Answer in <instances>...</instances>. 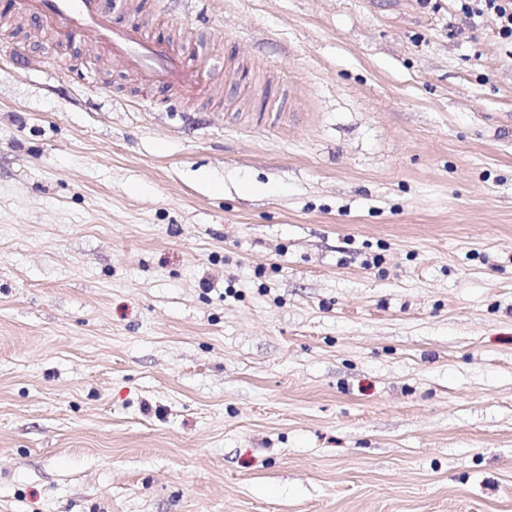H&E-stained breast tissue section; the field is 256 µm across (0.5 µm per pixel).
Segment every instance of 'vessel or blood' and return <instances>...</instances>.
<instances>
[{
  "label": "vessel or blood",
  "mask_w": 512,
  "mask_h": 512,
  "mask_svg": "<svg viewBox=\"0 0 512 512\" xmlns=\"http://www.w3.org/2000/svg\"><path fill=\"white\" fill-rule=\"evenodd\" d=\"M151 6L152 0H23L42 29L97 46L139 85L186 101L209 99L213 82L207 73L189 67L168 36L146 33L141 17Z\"/></svg>",
  "instance_id": "1"
}]
</instances>
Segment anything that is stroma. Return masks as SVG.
<instances>
[{"label":"stroma","mask_w":512,"mask_h":512,"mask_svg":"<svg viewBox=\"0 0 512 512\" xmlns=\"http://www.w3.org/2000/svg\"><path fill=\"white\" fill-rule=\"evenodd\" d=\"M153 20L202 44L221 100L144 102L0 0V512H512L494 18Z\"/></svg>","instance_id":"1"}]
</instances>
